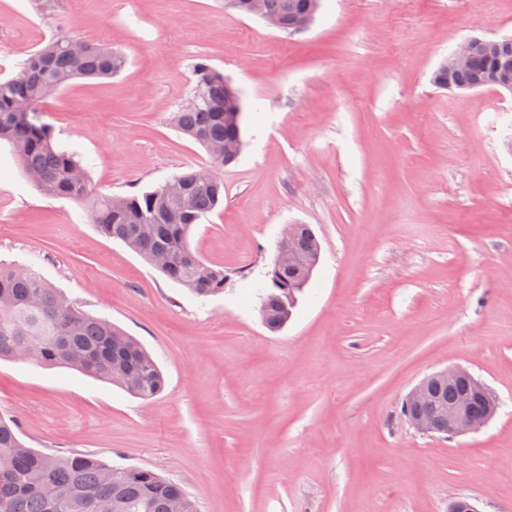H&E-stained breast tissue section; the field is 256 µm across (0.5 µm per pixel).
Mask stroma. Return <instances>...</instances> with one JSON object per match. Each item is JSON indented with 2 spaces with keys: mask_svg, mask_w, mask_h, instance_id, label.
I'll use <instances>...</instances> for the list:
<instances>
[{
  "mask_svg": "<svg viewBox=\"0 0 512 512\" xmlns=\"http://www.w3.org/2000/svg\"><path fill=\"white\" fill-rule=\"evenodd\" d=\"M60 30L127 58L40 105L107 194L208 167L170 120L196 62L239 89L243 151L189 239L231 279L198 300L103 235L89 204L44 195L0 141V262L136 337L166 379L142 401L0 361V416L31 447L169 477L199 512H448L459 497L512 512V94L430 83L462 41L512 35V0H321L292 33L224 0H0V78ZM289 224L310 225L320 259L273 333L259 289ZM453 366L496 415L456 438L417 432L403 401Z\"/></svg>",
  "mask_w": 512,
  "mask_h": 512,
  "instance_id": "35a3bbf8",
  "label": "stroma"
}]
</instances>
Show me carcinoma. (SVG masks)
Masks as SVG:
<instances>
[{"label": "carcinoma", "instance_id": "cac0c4a2", "mask_svg": "<svg viewBox=\"0 0 512 512\" xmlns=\"http://www.w3.org/2000/svg\"><path fill=\"white\" fill-rule=\"evenodd\" d=\"M263 2L266 10L282 16L283 29L294 31L319 0ZM495 59L477 53L467 68L433 84H470L488 73ZM125 65V56L111 47L58 31L25 59L16 76L0 79V140L13 146L23 171L36 176L34 183L44 194L89 201L105 236L123 242L151 265L157 254H164L167 263L158 271L196 296L221 294L230 275L197 257L189 245L194 225L224 200L218 174L202 180L189 169L151 191L102 194L75 155L54 145L43 121L39 105L70 82L110 78ZM193 77L190 101L173 113L172 122L206 150L212 168L227 167L237 160L224 155V140L238 131L237 106L228 103L224 75L204 60L194 64ZM294 248L304 260H318L320 244L309 225H299ZM307 284L302 266L266 275L261 304L270 331L288 323ZM19 351L28 353L25 362L74 369L144 401L165 387L158 364L135 337L84 311L33 268L0 266V360L13 359ZM472 386L468 377L436 384L428 400L403 404L402 415L431 421L434 435L446 437L448 417L437 415L438 405L452 406ZM0 512H198V506L179 484L150 469L31 448L15 421L0 418Z\"/></svg>", "mask_w": 512, "mask_h": 512}]
</instances>
